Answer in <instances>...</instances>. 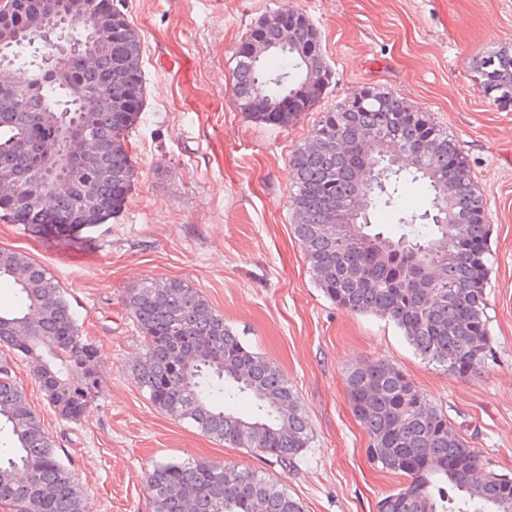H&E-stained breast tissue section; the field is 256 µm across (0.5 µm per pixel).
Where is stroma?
<instances>
[{
  "label": "stroma",
  "instance_id": "stroma-1",
  "mask_svg": "<svg viewBox=\"0 0 512 512\" xmlns=\"http://www.w3.org/2000/svg\"><path fill=\"white\" fill-rule=\"evenodd\" d=\"M144 44L145 104L130 134L136 175L122 213L80 248L0 220V247L58 280L80 334L98 350L86 416L62 420L27 361L14 375L72 462L91 512H151L145 476L160 462L206 458L265 473L304 512H376L399 476L371 464L345 390L350 368H399L447 414L481 464L512 476V110L478 91L471 60L512 48V0H124ZM306 14L335 83L327 108L366 85L433 115L466 153L491 226L486 288L492 355L476 377L428 364L401 330L336 307L293 235L289 160L316 112L294 127L254 123L234 105L238 42L261 15ZM177 278L208 297L243 340L276 362L309 416L312 446L293 468L219 444L155 408L134 378L142 339L122 299L144 280Z\"/></svg>",
  "mask_w": 512,
  "mask_h": 512
}]
</instances>
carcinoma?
Returning <instances> with one entry per match:
<instances>
[{
  "label": "carcinoma",
  "instance_id": "carcinoma-1",
  "mask_svg": "<svg viewBox=\"0 0 512 512\" xmlns=\"http://www.w3.org/2000/svg\"><path fill=\"white\" fill-rule=\"evenodd\" d=\"M63 9L74 25L95 28V69L79 54L62 62L64 79L32 90L17 71L25 47L0 71V178L18 189L0 197V218L69 245L116 217L134 182L129 133L143 112L142 41L122 0H7L0 34L31 26ZM262 15L234 55L232 94L256 122L288 128L312 111L334 83L321 35L297 13ZM479 92L512 108V51L483 52L474 66ZM99 92L112 110L91 112ZM85 131L103 148L74 164L75 181L54 194L34 188L43 157L67 132ZM396 168L372 195L366 215L336 225L365 171L387 150ZM292 231L316 287L336 306L393 321L409 344L451 377L477 375L491 353L486 315L490 225L483 194L459 141L433 115L392 92L363 86L321 113L291 155ZM422 185V206L402 205L406 186ZM389 212L391 232L372 230L371 216ZM16 299L0 310V507L7 512H85L86 493L64 463L26 393L13 377L17 356L31 363L48 405L76 422L88 411L97 350L79 335L59 282L28 255L0 248V279ZM144 342L135 377L151 403L173 420L234 448L294 466L311 447L308 415L288 376L224 322L208 298L179 279L140 282L123 297ZM354 417L367 433V458L409 481L377 503V512H512V483L486 471L470 474L478 455L426 394L394 365L367 361L345 377ZM151 512H304L300 500L255 470L206 459L155 465L145 478Z\"/></svg>",
  "mask_w": 512,
  "mask_h": 512
}]
</instances>
